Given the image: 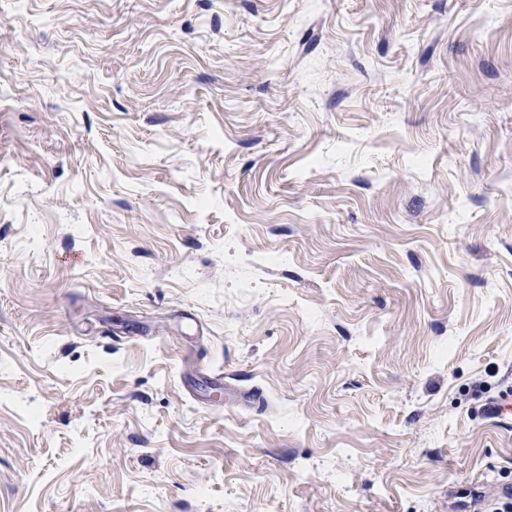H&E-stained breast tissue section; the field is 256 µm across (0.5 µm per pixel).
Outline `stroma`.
Listing matches in <instances>:
<instances>
[{
	"label": "stroma",
	"instance_id": "35a3bbf8",
	"mask_svg": "<svg viewBox=\"0 0 512 512\" xmlns=\"http://www.w3.org/2000/svg\"><path fill=\"white\" fill-rule=\"evenodd\" d=\"M487 481L512 0H0V512H471Z\"/></svg>",
	"mask_w": 512,
	"mask_h": 512
}]
</instances>
